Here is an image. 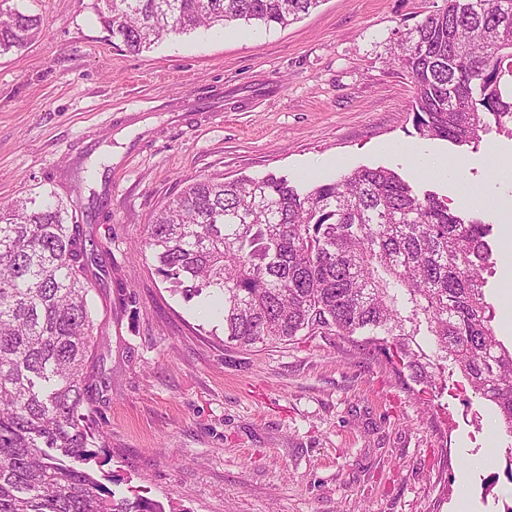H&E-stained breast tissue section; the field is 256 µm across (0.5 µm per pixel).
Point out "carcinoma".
Listing matches in <instances>:
<instances>
[{
	"label": "carcinoma",
	"instance_id": "cac0c4a2",
	"mask_svg": "<svg viewBox=\"0 0 512 512\" xmlns=\"http://www.w3.org/2000/svg\"><path fill=\"white\" fill-rule=\"evenodd\" d=\"M321 0H107L103 27L140 54L199 28L286 27ZM43 31L38 14L0 11V55ZM418 133L458 146L512 137V0H446L400 34ZM52 193L0 205V512H162L115 498L89 463L100 339L88 307L101 244ZM491 225L417 194L384 167L293 184L194 179L139 242L187 301L222 302L224 342L252 348L317 332L354 339L445 390L458 373L512 434V347L486 299Z\"/></svg>",
	"mask_w": 512,
	"mask_h": 512
}]
</instances>
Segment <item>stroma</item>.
I'll use <instances>...</instances> for the list:
<instances>
[{"instance_id": "obj_1", "label": "stroma", "mask_w": 512, "mask_h": 512, "mask_svg": "<svg viewBox=\"0 0 512 512\" xmlns=\"http://www.w3.org/2000/svg\"><path fill=\"white\" fill-rule=\"evenodd\" d=\"M40 15L27 48L0 55V205L53 192L110 250L91 293L104 333L91 421L93 475L116 497L162 512H504L512 444L460 376L445 392L333 335L242 350L208 299L185 300L136 252L154 211L186 181L221 174L320 181L386 167L417 193L493 227L508 246L512 138L478 147L414 126V84L391 58L398 32L443 0H323L249 40L198 30L131 55L97 0H9ZM390 143L465 162L472 193L424 175ZM93 166V180L77 179Z\"/></svg>"}]
</instances>
